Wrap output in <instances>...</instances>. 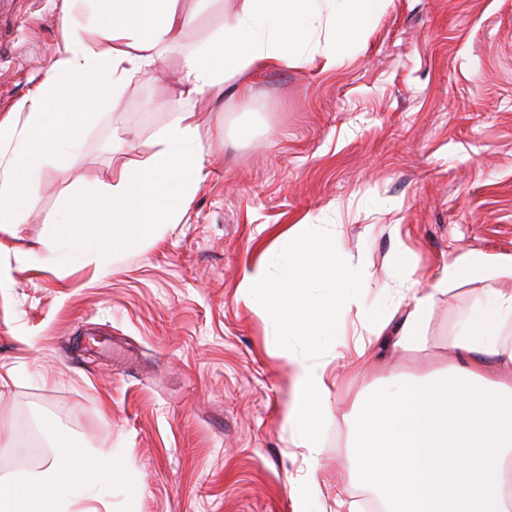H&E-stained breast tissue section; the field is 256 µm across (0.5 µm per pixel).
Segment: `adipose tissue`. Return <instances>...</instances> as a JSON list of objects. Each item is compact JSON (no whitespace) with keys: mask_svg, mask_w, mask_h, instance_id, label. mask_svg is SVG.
<instances>
[{"mask_svg":"<svg viewBox=\"0 0 512 512\" xmlns=\"http://www.w3.org/2000/svg\"><path fill=\"white\" fill-rule=\"evenodd\" d=\"M62 15L67 45L46 83L21 99L23 125L0 122V232H11L31 207L29 188L53 158L77 166L90 124L118 103L125 86L143 79L166 52L180 45L192 20L181 0H68ZM388 0H242L203 52L182 62L172 120L151 140L142 160L113 167L112 179L70 195L65 210L77 220L57 225L44 254L64 250L99 259L156 236L182 219L206 180L208 154L198 135L199 103L222 97L224 85L243 74L303 58L319 28L336 57L368 34ZM99 29L91 45L81 26ZM245 274L247 306L272 319L279 335L315 340L333 336L359 306L367 286L356 267L336 258L331 237L316 224H298L279 237ZM400 299L406 309L377 323L361 319L371 338L389 336L393 347L419 339L437 294L461 279L476 282L458 331L448 338L446 369L408 383H390L361 401L349 427L354 456L347 461L352 487L368 492L384 512H512L501 466L512 459V260L480 251L450 259L441 278L423 287L405 259H397ZM292 397L286 421L299 447L317 453L313 425L329 400L326 361L289 353ZM121 466L110 455L89 454L78 442L59 445L32 476L0 472V512H112L96 482L111 481Z\"/></svg>","mask_w":512,"mask_h":512,"instance_id":"1","label":"adipose tissue"}]
</instances>
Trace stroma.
Listing matches in <instances>:
<instances>
[{
    "label": "stroma",
    "mask_w": 512,
    "mask_h": 512,
    "mask_svg": "<svg viewBox=\"0 0 512 512\" xmlns=\"http://www.w3.org/2000/svg\"><path fill=\"white\" fill-rule=\"evenodd\" d=\"M241 2L191 0L182 46L101 111L79 169L44 165L16 234H0V364L18 374L0 386V470L37 469L72 438L121 460L112 512H350L337 416L383 378L447 366L470 285L437 294L425 344L381 346L363 377L350 376L352 336L326 343L335 388L312 456L285 423L291 370L276 327L242 298L245 270L289 226L334 224L336 256L370 274L362 304L378 314L399 253L431 280L472 249L512 257V0H390L336 65L318 54L264 70L247 102L199 113L202 144L221 147L180 223L101 264L32 262L76 184L148 155L183 56ZM66 7L0 0V120L46 80Z\"/></svg>",
    "instance_id": "35a3bbf8"
}]
</instances>
